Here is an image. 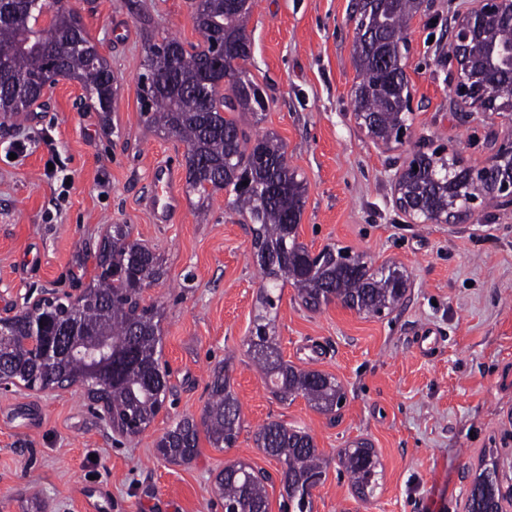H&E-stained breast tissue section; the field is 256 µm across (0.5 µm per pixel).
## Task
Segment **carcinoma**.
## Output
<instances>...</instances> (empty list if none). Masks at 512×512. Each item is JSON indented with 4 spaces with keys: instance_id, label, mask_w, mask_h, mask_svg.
Returning a JSON list of instances; mask_svg holds the SVG:
<instances>
[{
    "instance_id": "1",
    "label": "carcinoma",
    "mask_w": 512,
    "mask_h": 512,
    "mask_svg": "<svg viewBox=\"0 0 512 512\" xmlns=\"http://www.w3.org/2000/svg\"><path fill=\"white\" fill-rule=\"evenodd\" d=\"M253 0H196L194 23L206 41L224 39V60L230 80L225 87L224 111L209 100L212 87L205 79L211 48L191 52L168 37L148 45L145 69L164 76L169 71L168 49L175 57V85L139 82L141 112L148 125L186 146L187 191L201 198L231 189L235 210L252 224L254 255L265 276L258 302L262 313L248 339L249 356L280 401L303 397L316 411L334 415L345 392L332 376L303 370L283 361L267 317L280 301L279 283L289 282L302 304L317 310L338 301L367 315L393 311L406 292L407 279L394 264L377 269L347 248L325 246L313 255L298 241V225L306 187L288 164L286 146L274 133L250 138L239 121L224 113L267 111L266 90L250 77L247 22ZM418 9L417 0H359L356 5L354 60L360 82L354 88V112L368 133L385 142H401L399 132L410 122L404 107L409 96L404 71L405 27ZM40 13L28 0H0V113L13 117L28 111L42 94L48 72L78 81L96 111H112L115 77L86 33L78 13L52 14L44 31L52 41L41 42L34 31ZM489 37L499 53L484 70L491 92L512 101V24L500 17L490 22ZM247 185H242V182ZM416 219L433 223L454 205L465 206L469 191L466 168L438 151H418L398 183ZM100 272L76 303L63 298L34 306L11 319L10 335L0 338V380H17L28 388L79 383L95 374L101 385L95 398L111 414L112 428L127 436L145 431L161 410L168 373L160 367V308L142 304L145 288L165 274L160 258L131 239L127 224L112 225L97 256ZM80 329L66 335L71 321ZM38 334L43 344L59 349V358L44 364L25 340ZM242 426L241 407L231 390L228 370L213 373L201 421L183 416L157 442V453L170 462H189L197 456L200 431L212 447L231 448ZM264 453L281 466L284 512H313V490L323 484L328 459L310 434L269 421L257 433ZM339 464L352 487L365 499L379 488L380 462L370 442L360 439L343 449ZM270 475L241 461L228 462L216 476V493L224 512H269L266 484ZM497 467L486 468L473 481L467 512H500Z\"/></svg>"
}]
</instances>
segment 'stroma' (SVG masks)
Here are the masks:
<instances>
[{"label":"stroma","mask_w":512,"mask_h":512,"mask_svg":"<svg viewBox=\"0 0 512 512\" xmlns=\"http://www.w3.org/2000/svg\"><path fill=\"white\" fill-rule=\"evenodd\" d=\"M356 2L254 0L246 68L270 106L261 120L241 118L249 135L275 133L306 183L299 242L315 253L347 247L408 277L403 304L383 317L337 302L311 311L283 285L282 357L342 385L346 401L332 418L300 397L280 402L253 368L246 340L261 274L249 219L230 191L206 200L187 192L185 144L140 111L148 44L168 36L204 44L193 0H79L117 94L105 115L63 78L29 111L0 117V318L51 292L82 294L111 225H130L166 270L143 297L163 311L172 393L143 433L126 438L80 386L0 385V512H33L39 501L51 512H221L215 477L225 463L277 475L279 463L255 442L273 420L308 432L330 459L314 512H465L475 476L492 460L501 487L512 485V208L422 224L395 205L396 178L414 151L441 146L479 168L512 139V123L464 107L452 92L451 33L467 0H424L406 27L412 135L401 145L373 139L354 112ZM17 139L27 151L13 159ZM159 164L173 171L178 198L165 224L146 201ZM426 329L441 341L424 354L414 341ZM224 364L242 408L236 444L219 450L203 436L191 462L165 461L159 438L178 418L201 417ZM358 439L372 443L383 471L380 492L366 501L336 463Z\"/></svg>","instance_id":"stroma-1"}]
</instances>
